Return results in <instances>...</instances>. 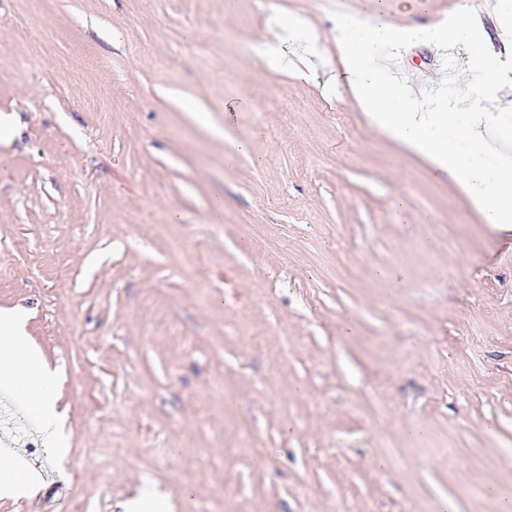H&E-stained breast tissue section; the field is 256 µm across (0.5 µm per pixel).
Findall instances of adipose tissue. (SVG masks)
<instances>
[{"mask_svg": "<svg viewBox=\"0 0 512 512\" xmlns=\"http://www.w3.org/2000/svg\"><path fill=\"white\" fill-rule=\"evenodd\" d=\"M411 40L462 47L481 88L449 104L444 112L418 111L412 100L391 107L386 74L365 62L364 51L371 44L394 46ZM336 49L369 124L427 157L435 172L448 175L481 209L485 223L512 230V154L498 156L502 178H491L484 166L492 150L487 132L493 119L483 109L484 88L494 83L496 75L488 63L487 46L467 17L459 14L445 25L409 29L379 13L368 18L349 14L340 21ZM0 371L8 374L30 412L43 421L53 446L62 447L55 413L56 373L31 350L22 312H0Z\"/></svg>", "mask_w": 512, "mask_h": 512, "instance_id": "obj_1", "label": "adipose tissue"}]
</instances>
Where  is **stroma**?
<instances>
[{
  "instance_id": "1",
  "label": "stroma",
  "mask_w": 512,
  "mask_h": 512,
  "mask_svg": "<svg viewBox=\"0 0 512 512\" xmlns=\"http://www.w3.org/2000/svg\"><path fill=\"white\" fill-rule=\"evenodd\" d=\"M315 28L270 69L274 9ZM397 23L465 13L507 89L512 0H381ZM368 0H0V310L61 372L70 447L0 458V512H500L512 501V231L368 126L340 70ZM454 88L461 56L376 52ZM401 268L403 276L388 273ZM167 313L159 333L140 311ZM351 315V330L340 319ZM199 468L204 479L185 481ZM109 482H102V475ZM307 495H300L299 485Z\"/></svg>"
}]
</instances>
